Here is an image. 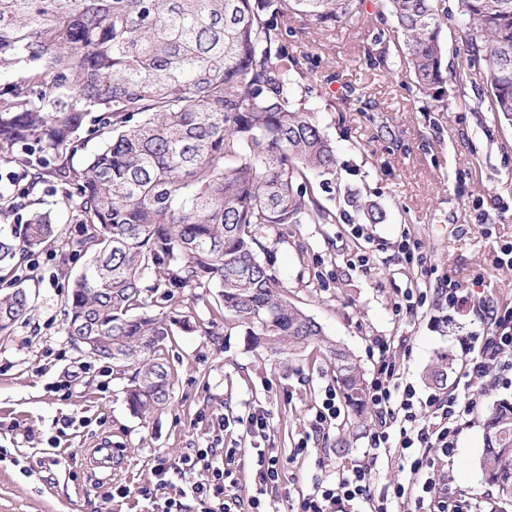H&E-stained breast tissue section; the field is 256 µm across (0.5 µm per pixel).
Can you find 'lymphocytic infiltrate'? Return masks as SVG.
Instances as JSON below:
<instances>
[{"instance_id":"f902f5d3","label":"lymphocytic infiltrate","mask_w":512,"mask_h":512,"mask_svg":"<svg viewBox=\"0 0 512 512\" xmlns=\"http://www.w3.org/2000/svg\"><path fill=\"white\" fill-rule=\"evenodd\" d=\"M449 310L483 312L487 332L480 342L465 338L476 351L463 366L462 382L449 392L419 397L403 376L393 341L374 339L376 353L367 401L377 413L360 460L344 465L334 478L313 480L292 512H483L481 501L455 494L449 487L447 465L457 448L462 425L473 415L487 388L512 376V310H499L477 299L471 289L445 278L440 291ZM257 469L248 497L234 495L243 459L235 448L215 454L201 449L182 458L177 471L191 477V494L202 512H278L276 491L281 481L279 458L257 450ZM398 459L410 480L374 488L370 473L382 460Z\"/></svg>"}]
</instances>
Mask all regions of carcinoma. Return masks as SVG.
Returning a JSON list of instances; mask_svg holds the SVG:
<instances>
[{
	"instance_id": "1",
	"label": "carcinoma",
	"mask_w": 512,
	"mask_h": 512,
	"mask_svg": "<svg viewBox=\"0 0 512 512\" xmlns=\"http://www.w3.org/2000/svg\"><path fill=\"white\" fill-rule=\"evenodd\" d=\"M404 37L403 64L421 93L441 100L482 65L488 111L512 121V0H459L466 67L443 65L434 0H383ZM367 0H0V154L22 168L30 222L0 233V263L37 248L86 258L66 300L67 334L92 357L134 368L125 401L144 423L169 403L175 330L231 317L252 348L324 349L355 418L367 382L348 351L288 302L256 247L265 224H334L311 177L336 174V152L297 97L308 79L288 50V13L328 29ZM104 136L81 166L73 135ZM61 186L58 210L79 225L62 235L40 205ZM377 224L383 212L353 197ZM213 288L209 320L180 311L179 290ZM30 310L24 287L0 295V334ZM479 466L512 505V401L488 411Z\"/></svg>"
}]
</instances>
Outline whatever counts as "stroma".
Segmentation results:
<instances>
[{"label":"stroma","instance_id":"1","mask_svg":"<svg viewBox=\"0 0 512 512\" xmlns=\"http://www.w3.org/2000/svg\"><path fill=\"white\" fill-rule=\"evenodd\" d=\"M440 41L444 63L457 70L466 29L458 0H446ZM288 49L309 77L315 120L336 149V182L324 193L336 212L332 224L265 229L260 257L284 285L290 303L312 317L325 337L349 350L371 375L373 337L406 342L401 368L419 396L436 391L433 368L461 370L460 337L479 336L478 313L447 315L436 293L452 277L476 296L512 307V267L500 262L512 244V121L488 110L482 74L449 83L447 108L433 106L401 64L395 23L380 0L336 29L288 22ZM376 202L382 223L357 237L360 219L350 194ZM418 242L413 261L398 251ZM366 256L359 266L358 256ZM40 266L0 269V294L22 284L31 295L26 319L0 335V512H151L139 488H155L156 457L176 465L206 448H237L253 472L254 446L277 456L281 488L290 498L308 492L312 478L336 473L361 457L374 413L358 422L341 413L309 451L294 448L334 374L329 359L307 351L276 355L253 349L245 328L228 318L212 335L178 333L166 356L177 370L167 409L143 425L125 402L127 373L75 348L68 335L64 297L81 258L44 249ZM428 293L417 317H397L395 302L408 289ZM69 392L56 391L59 383ZM512 401V385L493 388L462 430L452 459V486L488 499L494 512H512L484 477L478 460L483 420L497 401ZM270 418L266 439L247 434L242 418L254 409ZM229 428H222L223 419ZM112 443L106 467L95 452ZM127 497H117L118 487Z\"/></svg>","mask_w":512,"mask_h":512}]
</instances>
